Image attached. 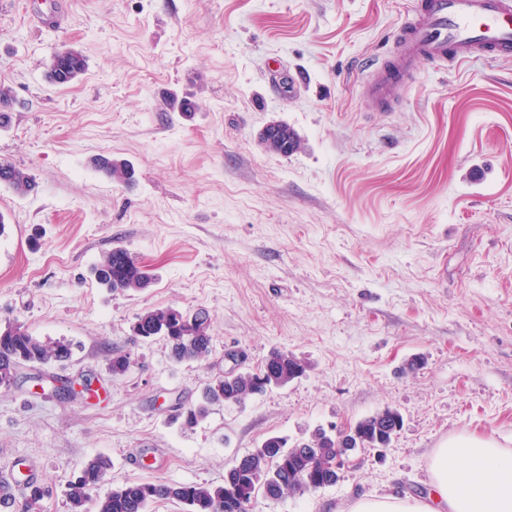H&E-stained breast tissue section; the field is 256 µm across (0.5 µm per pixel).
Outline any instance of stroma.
I'll return each mask as SVG.
<instances>
[{
    "label": "stroma",
    "mask_w": 512,
    "mask_h": 512,
    "mask_svg": "<svg viewBox=\"0 0 512 512\" xmlns=\"http://www.w3.org/2000/svg\"><path fill=\"white\" fill-rule=\"evenodd\" d=\"M412 2L0 0V83L13 90L0 161L39 184L29 196L0 185V322L77 345L0 389V470L39 464V512H69L67 483L97 455L111 460L102 495L219 484L267 437L294 445L385 407L403 416L388 447L253 512L425 494L430 456L454 435L512 448V58L420 65L397 106H378L368 67ZM64 44L87 70L58 86L46 71ZM274 121L296 131L297 152L262 144ZM100 156L127 161L133 182L97 171ZM118 244L146 288L95 282ZM169 306L209 313V360L177 363L164 339L132 336L139 314ZM116 348L131 358L121 376ZM275 348L304 375L213 405L196 426L174 421L204 382L257 370ZM56 377L91 379L98 395H56Z\"/></svg>",
    "instance_id": "35a3bbf8"
}]
</instances>
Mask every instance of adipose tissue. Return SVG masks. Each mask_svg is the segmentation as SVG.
I'll list each match as a JSON object with an SVG mask.
<instances>
[{
  "instance_id": "1",
  "label": "adipose tissue",
  "mask_w": 512,
  "mask_h": 512,
  "mask_svg": "<svg viewBox=\"0 0 512 512\" xmlns=\"http://www.w3.org/2000/svg\"><path fill=\"white\" fill-rule=\"evenodd\" d=\"M426 495L364 494L345 512H512V448L491 436L456 435L430 458Z\"/></svg>"
}]
</instances>
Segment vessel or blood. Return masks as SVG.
Listing matches in <instances>:
<instances>
[{
  "instance_id": "obj_1",
  "label": "vessel or blood",
  "mask_w": 512,
  "mask_h": 512,
  "mask_svg": "<svg viewBox=\"0 0 512 512\" xmlns=\"http://www.w3.org/2000/svg\"><path fill=\"white\" fill-rule=\"evenodd\" d=\"M390 40V55L379 57L367 83L370 99L382 105L392 104L420 63L453 69L512 57V0H418Z\"/></svg>"
}]
</instances>
